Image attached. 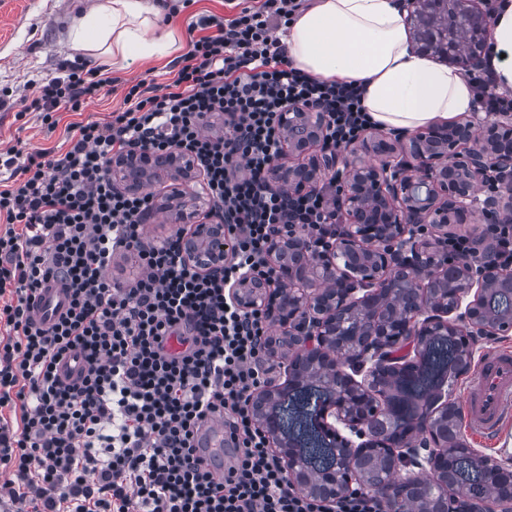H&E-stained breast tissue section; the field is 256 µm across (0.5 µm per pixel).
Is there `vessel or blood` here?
Instances as JSON below:
<instances>
[{
    "instance_id": "vessel-or-blood-1",
    "label": "vessel or blood",
    "mask_w": 512,
    "mask_h": 512,
    "mask_svg": "<svg viewBox=\"0 0 512 512\" xmlns=\"http://www.w3.org/2000/svg\"><path fill=\"white\" fill-rule=\"evenodd\" d=\"M67 308L64 289L50 284L38 295L33 306V319L46 324ZM465 425L469 432L483 440L496 439L512 418V351L498 349L479 359V368L464 390ZM199 439L206 454L216 460L230 455L224 420L211 418L200 430Z\"/></svg>"
}]
</instances>
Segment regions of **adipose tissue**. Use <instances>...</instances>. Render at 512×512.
<instances>
[{
	"mask_svg": "<svg viewBox=\"0 0 512 512\" xmlns=\"http://www.w3.org/2000/svg\"><path fill=\"white\" fill-rule=\"evenodd\" d=\"M164 0H99L70 32L73 49L98 63H129L168 54L151 36ZM302 72L362 84L377 128L412 131L465 118L475 108L467 76L414 53L398 0H315L284 38ZM496 52L495 84L512 89V0L494 15L488 37Z\"/></svg>",
	"mask_w": 512,
	"mask_h": 512,
	"instance_id": "ef3b65f1",
	"label": "adipose tissue"
}]
</instances>
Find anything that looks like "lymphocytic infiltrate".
<instances>
[{"instance_id": "1", "label": "lymphocytic infiltrate", "mask_w": 512, "mask_h": 512, "mask_svg": "<svg viewBox=\"0 0 512 512\" xmlns=\"http://www.w3.org/2000/svg\"><path fill=\"white\" fill-rule=\"evenodd\" d=\"M308 6L262 0L230 19L200 17L168 83L127 86L106 121L69 125L65 150L0 151V512H385L368 491L328 505L290 488L248 406L269 381V324L226 293L240 274L264 272L272 225L319 232L340 190L333 179L293 200L261 189L284 106L328 113L333 148L372 127L360 85L289 61L277 31ZM61 70L32 101L50 130L112 82L97 68ZM139 145L195 156L224 218L223 269L184 262L179 234L146 241L152 194L117 193L105 174L113 155ZM126 253L139 275L110 279ZM52 281L68 307L34 324L30 303ZM172 337L182 351L167 349ZM75 351L83 374L67 383L57 365ZM216 415L235 448L220 474L195 446Z\"/></svg>"}]
</instances>
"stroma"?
<instances>
[{
  "instance_id": "obj_1",
  "label": "stroma",
  "mask_w": 512,
  "mask_h": 512,
  "mask_svg": "<svg viewBox=\"0 0 512 512\" xmlns=\"http://www.w3.org/2000/svg\"><path fill=\"white\" fill-rule=\"evenodd\" d=\"M98 0H0V148L22 142L25 151L56 148L65 140L64 125L106 118L121 101L120 92H100L82 112H66L62 125L47 130L38 111L32 110L34 86L56 77L61 61H80L69 32ZM238 11L233 0H194L177 12H164L156 20L158 33L172 34L175 45L163 62L136 61L113 66L112 76L121 83L151 77L167 83L188 51L187 25L192 15L217 14L227 18Z\"/></svg>"
}]
</instances>
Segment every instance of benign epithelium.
<instances>
[{
    "instance_id": "obj_1",
    "label": "benign epithelium",
    "mask_w": 512,
    "mask_h": 512,
    "mask_svg": "<svg viewBox=\"0 0 512 512\" xmlns=\"http://www.w3.org/2000/svg\"><path fill=\"white\" fill-rule=\"evenodd\" d=\"M472 28L467 49L448 47V63L469 72L481 63L491 14L478 0H457ZM328 116L290 104L279 114L281 146L263 188L304 197L328 174L343 176L337 212L340 230L317 243L299 224L273 225L266 250L267 273L245 272L229 294L245 311L260 309L278 328L268 351L282 355L284 380L255 392L249 406L292 487L326 502L369 490L385 512H512V466L493 457L475 460L486 483L500 489L487 496L454 489L450 457L469 454L462 441L448 443L452 402L431 390L406 400L407 380L416 377L427 342L451 340L458 351L455 375L471 368L470 340L512 330V315L489 312L498 294L512 296V265L486 254L480 264L460 257L436 260L435 248L448 228L479 223L512 224V112H472L464 120L436 124L405 139L366 132L348 147L324 145ZM376 162L371 163L368 158ZM106 175L122 194L138 195L146 184H168L162 210L182 225L180 253L202 272L222 266L229 245L224 223L215 220L203 177L187 154L150 147L114 155ZM425 226L429 236L418 228ZM408 348L397 361L385 351ZM364 374L362 381L354 376ZM311 389L305 408L309 427L327 449L318 465L301 440L283 429L281 409L294 394ZM408 412L404 430L387 422ZM400 467L427 468L440 489V507L412 505L405 490L421 484L406 472L375 486L366 483L358 460L366 453Z\"/></svg>"
}]
</instances>
